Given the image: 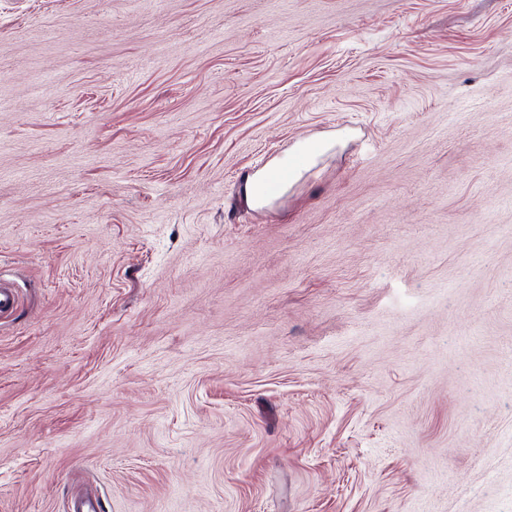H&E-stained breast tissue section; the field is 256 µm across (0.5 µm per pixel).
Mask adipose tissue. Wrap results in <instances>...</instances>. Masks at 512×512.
<instances>
[{
	"mask_svg": "<svg viewBox=\"0 0 512 512\" xmlns=\"http://www.w3.org/2000/svg\"><path fill=\"white\" fill-rule=\"evenodd\" d=\"M330 148L329 142L305 139L298 142L291 152L274 159L262 170L247 176L243 186L246 203L254 208L270 206L276 190H287L289 183L301 174L302 163L314 162Z\"/></svg>",
	"mask_w": 512,
	"mask_h": 512,
	"instance_id": "1",
	"label": "adipose tissue"
}]
</instances>
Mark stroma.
<instances>
[{"label": "stroma", "mask_w": 512, "mask_h": 512, "mask_svg": "<svg viewBox=\"0 0 512 512\" xmlns=\"http://www.w3.org/2000/svg\"><path fill=\"white\" fill-rule=\"evenodd\" d=\"M0 279V512H512V0H0ZM331 147V143L319 139H305L298 142L291 152L274 159L260 171L247 176L243 186L246 203L253 208L270 206L276 198L273 190L278 187L285 191L288 184L300 177L302 165L315 162Z\"/></svg>", "instance_id": "1"}]
</instances>
